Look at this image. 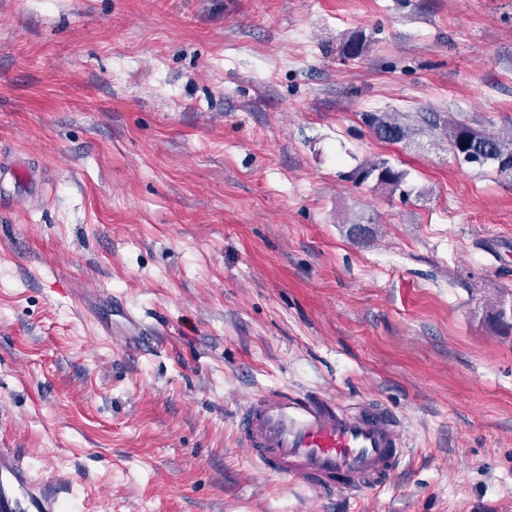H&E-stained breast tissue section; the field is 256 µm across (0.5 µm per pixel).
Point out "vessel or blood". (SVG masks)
<instances>
[{
	"label": "vessel or blood",
	"mask_w": 512,
	"mask_h": 512,
	"mask_svg": "<svg viewBox=\"0 0 512 512\" xmlns=\"http://www.w3.org/2000/svg\"><path fill=\"white\" fill-rule=\"evenodd\" d=\"M238 432L263 473L317 494L379 487L406 452L400 420L375 399L348 408L320 393L269 389L245 402ZM69 489L0 448V512H65Z\"/></svg>",
	"instance_id": "vessel-or-blood-1"
}]
</instances>
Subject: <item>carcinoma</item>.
<instances>
[{"label": "carcinoma", "mask_w": 512, "mask_h": 512, "mask_svg": "<svg viewBox=\"0 0 512 512\" xmlns=\"http://www.w3.org/2000/svg\"><path fill=\"white\" fill-rule=\"evenodd\" d=\"M366 125L375 136L388 143H406L416 132L414 124L392 112H374L364 115ZM438 130L448 141L450 151L460 161L484 166L492 164L498 173L512 176V129L507 133H493L475 129L448 120L440 112H420L415 124ZM352 179L363 183L369 179L379 185L397 189L404 174L382 160L368 161L354 169Z\"/></svg>", "instance_id": "1"}]
</instances>
